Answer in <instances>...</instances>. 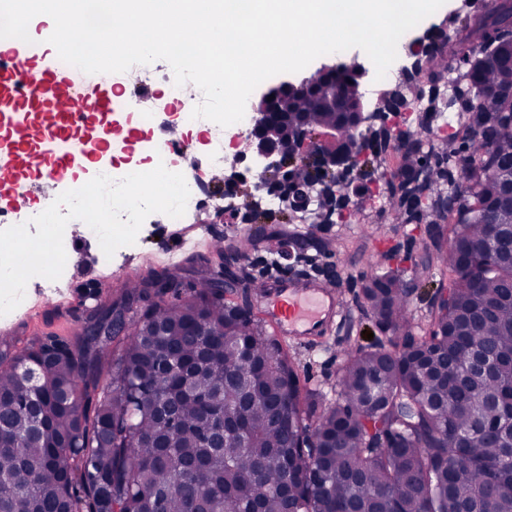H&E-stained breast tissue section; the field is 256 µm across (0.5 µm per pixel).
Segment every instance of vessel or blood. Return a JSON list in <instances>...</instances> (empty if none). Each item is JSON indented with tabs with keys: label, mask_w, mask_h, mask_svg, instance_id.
I'll return each instance as SVG.
<instances>
[{
	"label": "vessel or blood",
	"mask_w": 512,
	"mask_h": 512,
	"mask_svg": "<svg viewBox=\"0 0 512 512\" xmlns=\"http://www.w3.org/2000/svg\"><path fill=\"white\" fill-rule=\"evenodd\" d=\"M0 190L14 205L26 207L32 195L53 202L57 181L72 171L75 149L94 113L112 109L115 89L86 95L76 74L55 48L36 40L0 42ZM69 102L67 112L56 108ZM265 312L283 335L300 340L326 334L343 314L329 287L282 277L277 288L264 292Z\"/></svg>",
	"instance_id": "b4317fda"
}]
</instances>
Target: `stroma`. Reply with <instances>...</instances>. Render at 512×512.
<instances>
[{"label":"stroma","mask_w":512,"mask_h":512,"mask_svg":"<svg viewBox=\"0 0 512 512\" xmlns=\"http://www.w3.org/2000/svg\"><path fill=\"white\" fill-rule=\"evenodd\" d=\"M473 13L472 0H446L444 6L407 32L400 42V52L416 55L437 28L456 26ZM397 134V126H390L388 144L379 161L366 167L364 175L352 184L347 209L353 217L348 221H310L292 226L277 214L251 223L228 215L211 224L209 232L191 236L175 224H147L139 245L109 264L99 261L97 245L85 235L82 225H72L71 251L55 292L56 304H44L42 289L29 285L23 299L24 313L0 316V341L22 347L48 334L68 335L74 318L85 314L86 292L96 289L115 298L128 282L153 271L176 270L175 285L180 289L190 287L205 273L226 267H243L257 277L266 276L273 267L279 275L291 274L285 260H274L269 253L267 240L297 231L325 243V251L305 252L300 266L317 281L323 280L327 269H337L336 293L347 311L348 325L316 342L288 340V352L298 364L307 389L334 391L346 352L368 346L367 336L376 330L362 297L364 280L391 249L403 255L402 267L408 272L425 257L427 213L406 216L395 212L388 201L376 199L387 180L385 168L395 169L400 164L402 150ZM259 171V166H251L249 176L243 178L220 172L210 181L211 202H218L230 186L236 207L248 211L252 199L264 192L253 179Z\"/></svg>","instance_id":"35a3bbf8"}]
</instances>
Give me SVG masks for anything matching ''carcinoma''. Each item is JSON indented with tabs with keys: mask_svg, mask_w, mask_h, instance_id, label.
Here are the masks:
<instances>
[{
	"mask_svg": "<svg viewBox=\"0 0 512 512\" xmlns=\"http://www.w3.org/2000/svg\"><path fill=\"white\" fill-rule=\"evenodd\" d=\"M448 50L476 54L446 104L460 126L448 190L411 129L406 175L388 184L396 207L448 218L426 230L422 271L448 275L427 328L409 319L403 274L374 271L362 293L385 339L347 355L324 404L245 309L267 282L243 267L171 301L168 270L117 300L92 292L72 337L0 344V512H512V438L483 433L512 388V0H491ZM282 107L290 126L335 124L357 157L370 145L365 165L383 151L348 95L334 112L315 97ZM304 184L319 209L350 187L342 174ZM478 350L490 369L473 367Z\"/></svg>",
	"mask_w": 512,
	"mask_h": 512,
	"instance_id": "1",
	"label": "carcinoma"
}]
</instances>
